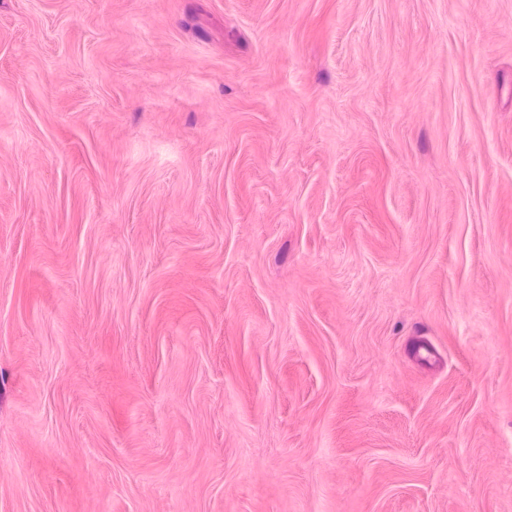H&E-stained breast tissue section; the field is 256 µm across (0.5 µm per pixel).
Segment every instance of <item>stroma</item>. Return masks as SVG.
<instances>
[{"label":"stroma","instance_id":"stroma-1","mask_svg":"<svg viewBox=\"0 0 512 512\" xmlns=\"http://www.w3.org/2000/svg\"><path fill=\"white\" fill-rule=\"evenodd\" d=\"M0 512H512V0H0Z\"/></svg>","mask_w":512,"mask_h":512}]
</instances>
